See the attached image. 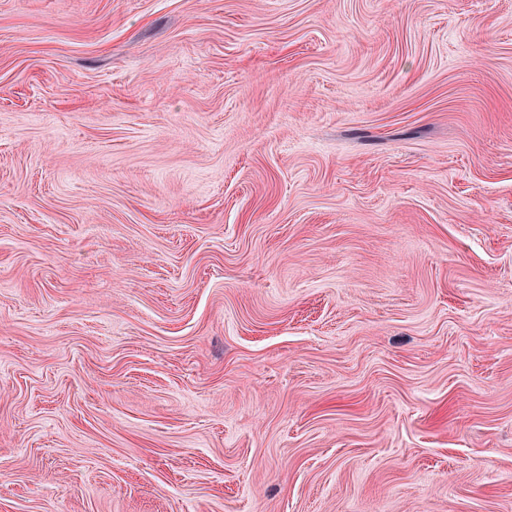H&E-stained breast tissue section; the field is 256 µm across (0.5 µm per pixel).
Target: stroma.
Returning a JSON list of instances; mask_svg holds the SVG:
<instances>
[{"label": "stroma", "instance_id": "35a3bbf8", "mask_svg": "<svg viewBox=\"0 0 512 512\" xmlns=\"http://www.w3.org/2000/svg\"><path fill=\"white\" fill-rule=\"evenodd\" d=\"M0 512H512V0H0Z\"/></svg>", "mask_w": 512, "mask_h": 512}]
</instances>
